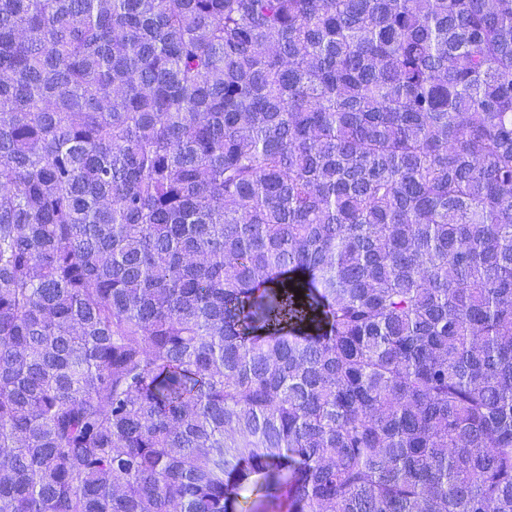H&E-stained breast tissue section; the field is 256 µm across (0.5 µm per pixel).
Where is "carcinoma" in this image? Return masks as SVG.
<instances>
[{"mask_svg": "<svg viewBox=\"0 0 512 512\" xmlns=\"http://www.w3.org/2000/svg\"><path fill=\"white\" fill-rule=\"evenodd\" d=\"M512 512V0H0V512ZM256 477L253 482L242 493L243 498H239L238 512H279L274 504L270 502V498L265 497V491L260 487V483L255 485ZM245 510V511H242Z\"/></svg>", "mask_w": 512, "mask_h": 512, "instance_id": "cac0c4a2", "label": "carcinoma"}]
</instances>
